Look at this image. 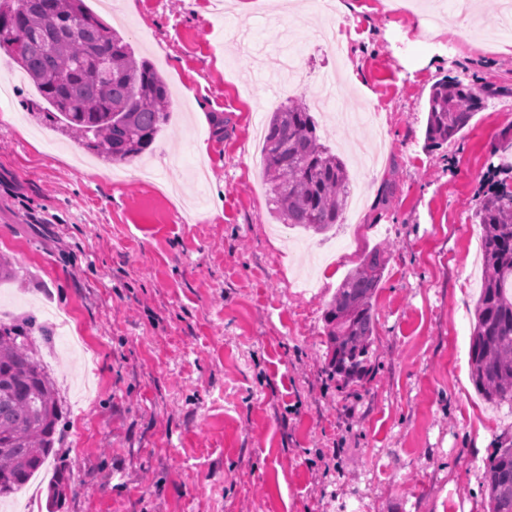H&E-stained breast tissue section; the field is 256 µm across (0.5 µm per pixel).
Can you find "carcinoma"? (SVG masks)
Returning a JSON list of instances; mask_svg holds the SVG:
<instances>
[{
  "mask_svg": "<svg viewBox=\"0 0 512 512\" xmlns=\"http://www.w3.org/2000/svg\"><path fill=\"white\" fill-rule=\"evenodd\" d=\"M0 49L7 52L61 122L87 149L114 162L141 156L166 123L169 89L146 60L84 0H0ZM483 100L463 81L437 82L428 100L425 140L439 146L473 119ZM273 209L284 224L323 233L344 220L350 187L345 163L321 142L303 101L272 113L263 142ZM485 275L476 303L471 374L478 392L512 403V191L477 212ZM387 252L367 253L336 289L325 313L328 368L349 384L370 371L373 297ZM33 323H0V497L20 490L54 454L62 417L54 384L36 358ZM489 512H512V447L486 460Z\"/></svg>",
  "mask_w": 512,
  "mask_h": 512,
  "instance_id": "cac0c4a2",
  "label": "carcinoma"
}]
</instances>
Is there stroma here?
<instances>
[{
  "label": "stroma",
  "mask_w": 512,
  "mask_h": 512,
  "mask_svg": "<svg viewBox=\"0 0 512 512\" xmlns=\"http://www.w3.org/2000/svg\"><path fill=\"white\" fill-rule=\"evenodd\" d=\"M107 23L170 91L140 158L90 157L31 111L25 81L0 97V282L13 320L70 335L37 343L64 411L62 500L40 512H484L483 460L512 443V405L486 402L470 368L487 180L512 191V34L497 0L453 16L443 0L399 10L342 0L353 30L336 88L357 125L315 110L345 150L360 212L323 234L283 228L267 203L255 124L279 103L259 81L300 30L314 103L331 66L310 37L326 20L296 0H113ZM463 27L460 36L448 35ZM457 77L484 99L451 142H425L427 103ZM88 156V155H87ZM372 367L347 386L327 369L324 321L375 245Z\"/></svg>",
  "instance_id": "stroma-1"
}]
</instances>
